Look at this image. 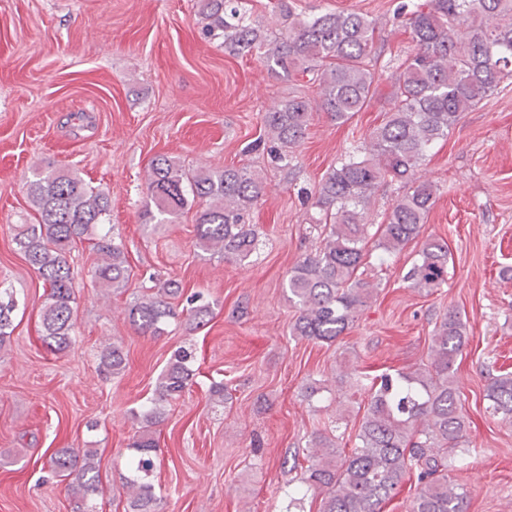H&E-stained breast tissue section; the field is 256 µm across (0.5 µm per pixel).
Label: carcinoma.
I'll list each match as a JSON object with an SVG mask.
<instances>
[{
    "mask_svg": "<svg viewBox=\"0 0 512 512\" xmlns=\"http://www.w3.org/2000/svg\"><path fill=\"white\" fill-rule=\"evenodd\" d=\"M206 35L222 39L231 55L257 53L271 75L308 77L320 107L342 124L364 109L376 79L372 56L377 22L356 11H325L311 17L277 0V25L252 21L242 0H198ZM395 14L407 17L416 47L400 66L394 102L362 150L348 156L322 180L311 202L310 223L323 246L287 274L288 300L299 315L290 333L333 343L368 306L373 286L359 269L372 254L380 264L420 236L435 202L436 187L415 177L428 151L448 138L461 114L512 80V0H402ZM310 97L300 91L265 113L267 154L286 168L310 124ZM401 180L407 192L378 226L366 215L371 197L385 182ZM266 179L247 167L187 168L166 155L154 157L146 182L141 218L145 224H172L197 206V244L226 258L247 260L259 246L250 213L262 201ZM37 223L22 224L17 249L46 288L39 339L60 355L74 342V244L91 242L100 256L92 272L100 288L118 291L131 276L122 243L110 225L111 199L79 176L38 171L26 183ZM448 243L436 237L421 242L418 258L405 275L410 287L431 291L448 276ZM184 288L175 279L158 280L128 304V317L144 334L160 336L172 320L184 318L196 330L213 309L197 293L191 307L177 311L172 300ZM17 302L0 292V348L14 331ZM460 314L450 311L431 336L429 362L414 369L370 378L368 406L355 447L340 448L339 437L319 431L309 440L302 483L321 496L320 512H382L402 484L415 479L410 512H466L468 495L448 483V471L467 443L469 422L460 401L455 363L466 344ZM107 377L126 367L118 343L99 354ZM192 352L181 347L162 370L157 398L132 418L140 424L130 447L136 451L132 476L125 478L127 512H161V497L146 480L155 466L158 441L151 427L165 418L162 403L192 385ZM487 409L512 419V372L490 377ZM94 448H58L43 463L54 476L73 477L74 512H94L92 501L102 480Z\"/></svg>",
    "mask_w": 512,
    "mask_h": 512,
    "instance_id": "cac0c4a2",
    "label": "carcinoma"
}]
</instances>
